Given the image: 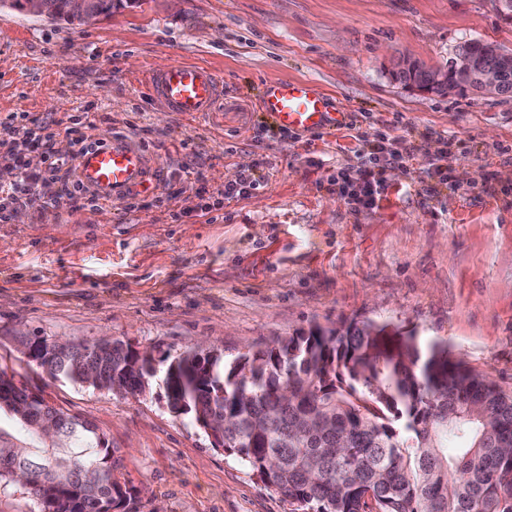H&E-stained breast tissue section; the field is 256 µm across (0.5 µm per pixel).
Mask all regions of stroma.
Segmentation results:
<instances>
[{
  "label": "stroma",
  "instance_id": "35a3bbf8",
  "mask_svg": "<svg viewBox=\"0 0 512 512\" xmlns=\"http://www.w3.org/2000/svg\"><path fill=\"white\" fill-rule=\"evenodd\" d=\"M475 39L512 50L493 0H138L84 25L0 4L12 46L0 116L48 119L59 147L70 116L105 112L161 168L155 190L0 224V370L106 433L117 477L141 491L136 512H290L170 410L166 367L198 346L229 363L314 326L372 321L446 342L512 394V98L391 77L400 57L442 67ZM172 61L212 68L223 105L187 120L157 104L146 75ZM276 78L315 83L344 126L281 133L257 105ZM402 138L413 157L386 167L374 208L354 211L336 172ZM443 151L440 183L429 161ZM243 174L258 189L225 198ZM56 336L153 349L157 373L136 396L50 378L27 342Z\"/></svg>",
  "mask_w": 512,
  "mask_h": 512
}]
</instances>
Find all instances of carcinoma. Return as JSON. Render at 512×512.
Instances as JSON below:
<instances>
[{
    "instance_id": "1",
    "label": "carcinoma",
    "mask_w": 512,
    "mask_h": 512,
    "mask_svg": "<svg viewBox=\"0 0 512 512\" xmlns=\"http://www.w3.org/2000/svg\"><path fill=\"white\" fill-rule=\"evenodd\" d=\"M499 50L471 40L455 57L481 71L499 65ZM452 69L415 59L396 76L426 88ZM390 340L385 325L352 322L250 349L230 365L187 350L167 366L168 402L197 423L232 418L226 452L292 512H365L370 502L376 512H512V396L445 345L408 331L394 353ZM34 352L52 378L87 385L95 376L133 395L156 373L120 340L43 339ZM4 375L0 413L15 429L0 426V483L29 479L43 512H133L136 491L116 477L104 432L42 399L20 408L28 389Z\"/></svg>"
}]
</instances>
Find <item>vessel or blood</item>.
I'll return each mask as SVG.
<instances>
[{"label": "vessel or blood", "instance_id": "obj_1", "mask_svg": "<svg viewBox=\"0 0 512 512\" xmlns=\"http://www.w3.org/2000/svg\"><path fill=\"white\" fill-rule=\"evenodd\" d=\"M147 83L161 105L187 119L213 111L223 93V84L212 70L182 61L152 70ZM260 105L285 129L322 132L343 122L342 113L330 111L326 95L307 80L268 82ZM158 173L144 149L119 135L102 138L76 161L79 181L108 202L159 186Z\"/></svg>", "mask_w": 512, "mask_h": 512}]
</instances>
